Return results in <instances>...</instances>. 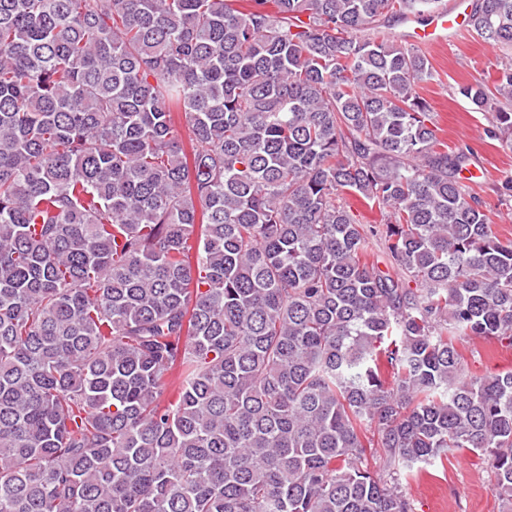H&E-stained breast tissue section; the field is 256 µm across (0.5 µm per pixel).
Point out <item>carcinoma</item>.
<instances>
[{
	"label": "carcinoma",
	"instance_id": "1",
	"mask_svg": "<svg viewBox=\"0 0 512 512\" xmlns=\"http://www.w3.org/2000/svg\"><path fill=\"white\" fill-rule=\"evenodd\" d=\"M441 4L0 0V512H413L461 451L512 512L456 345L512 347V239L388 32ZM459 93L512 149V63Z\"/></svg>",
	"mask_w": 512,
	"mask_h": 512
}]
</instances>
